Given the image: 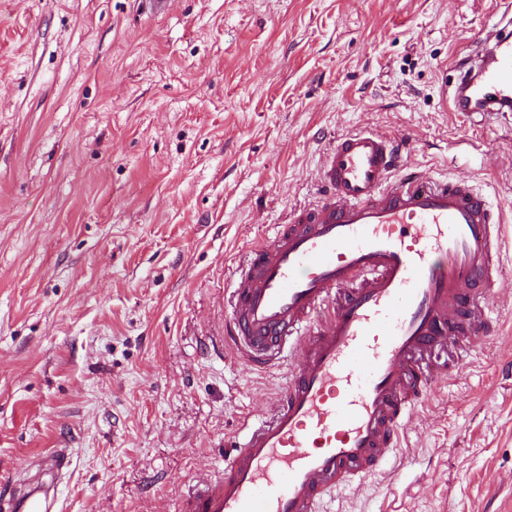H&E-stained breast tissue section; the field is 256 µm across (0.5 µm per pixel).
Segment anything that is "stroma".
<instances>
[{
	"instance_id": "1",
	"label": "stroma",
	"mask_w": 512,
	"mask_h": 512,
	"mask_svg": "<svg viewBox=\"0 0 512 512\" xmlns=\"http://www.w3.org/2000/svg\"><path fill=\"white\" fill-rule=\"evenodd\" d=\"M503 0H0V483L51 448L64 512H179L268 417L291 359L228 350L247 251L372 130L512 234V112H450L453 50ZM486 337L330 512H512V247Z\"/></svg>"
}]
</instances>
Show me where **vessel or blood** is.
Here are the masks:
<instances>
[{"label":"vessel or blood","mask_w":512,"mask_h":512,"mask_svg":"<svg viewBox=\"0 0 512 512\" xmlns=\"http://www.w3.org/2000/svg\"><path fill=\"white\" fill-rule=\"evenodd\" d=\"M456 112H512V35L487 31L455 57ZM404 145L370 130L327 152L317 204L297 210L236 273L226 344L263 371L301 347L271 417L225 438L218 476H200L182 512H323L339 488L383 470L411 409L437 380L427 358L470 354L496 323L486 313L503 219L459 181L398 177ZM12 485L8 512H60L54 484Z\"/></svg>","instance_id":"1"}]
</instances>
